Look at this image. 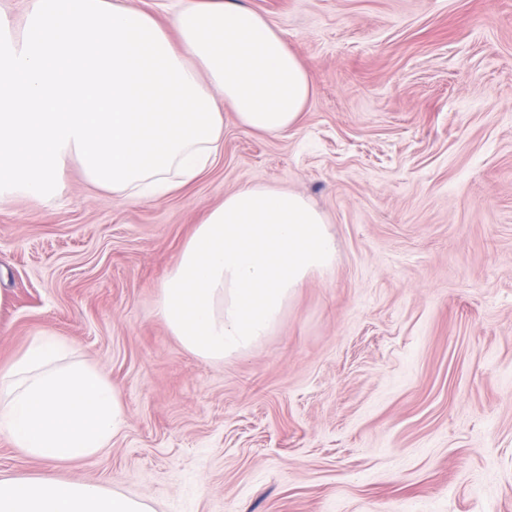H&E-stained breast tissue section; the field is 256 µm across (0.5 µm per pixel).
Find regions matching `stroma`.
I'll use <instances>...</instances> for the list:
<instances>
[{
	"mask_svg": "<svg viewBox=\"0 0 512 512\" xmlns=\"http://www.w3.org/2000/svg\"><path fill=\"white\" fill-rule=\"evenodd\" d=\"M312 95L180 192L132 201L79 166L0 204V367L60 336L125 428L54 466L0 434V477L52 473L154 512H512V0H246ZM262 182L326 216L336 264L249 353L206 362L156 312L206 214Z\"/></svg>",
	"mask_w": 512,
	"mask_h": 512,
	"instance_id": "1",
	"label": "stroma"
}]
</instances>
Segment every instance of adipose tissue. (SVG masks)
<instances>
[{
  "mask_svg": "<svg viewBox=\"0 0 512 512\" xmlns=\"http://www.w3.org/2000/svg\"><path fill=\"white\" fill-rule=\"evenodd\" d=\"M309 74L244 0H179L168 25L120 0H28L0 17V202L47 201L79 164L132 200L177 192L224 142V110L270 136L296 128ZM126 425L124 403L59 336L35 335L0 369V434L25 456L80 462ZM0 512H153L86 481L0 478Z\"/></svg>",
  "mask_w": 512,
  "mask_h": 512,
  "instance_id": "obj_1",
  "label": "adipose tissue"
}]
</instances>
